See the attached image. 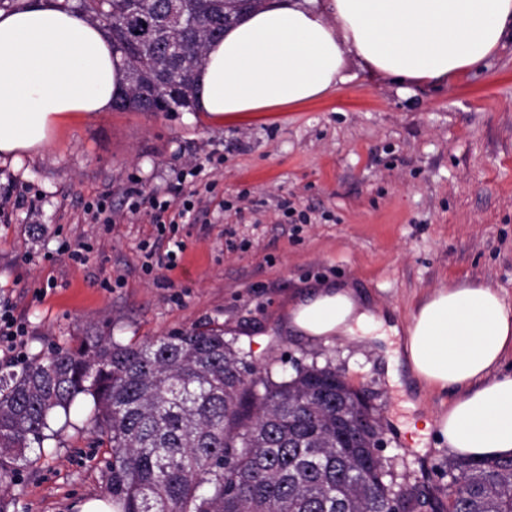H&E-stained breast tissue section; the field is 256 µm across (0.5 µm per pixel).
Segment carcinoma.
Returning a JSON list of instances; mask_svg holds the SVG:
<instances>
[{"mask_svg":"<svg viewBox=\"0 0 512 512\" xmlns=\"http://www.w3.org/2000/svg\"><path fill=\"white\" fill-rule=\"evenodd\" d=\"M54 0L98 23L120 55L116 109L193 108L208 43L263 0ZM112 448V512H512V458L448 462L436 499L396 481L382 448L352 421L363 392L336 367L298 365L276 380L221 328L140 345L78 336L0 375V479L53 439L81 397Z\"/></svg>","mask_w":512,"mask_h":512,"instance_id":"carcinoma-1","label":"carcinoma"}]
</instances>
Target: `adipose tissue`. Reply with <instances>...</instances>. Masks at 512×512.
Segmentation results:
<instances>
[{
	"label": "adipose tissue",
	"instance_id": "adipose-tissue-1",
	"mask_svg": "<svg viewBox=\"0 0 512 512\" xmlns=\"http://www.w3.org/2000/svg\"><path fill=\"white\" fill-rule=\"evenodd\" d=\"M512 38V0H268L209 43L196 74L195 108L215 125L292 109L344 82L355 54L376 78L448 84L480 68ZM121 59L95 24L52 6L0 11V156L42 149L67 118L111 109ZM288 325L312 338L380 331L395 359L433 391L453 393L447 412L420 422L428 438L473 460L512 456V307L492 286L434 290L407 326L374 319L347 284L305 291Z\"/></svg>",
	"mask_w": 512,
	"mask_h": 512
}]
</instances>
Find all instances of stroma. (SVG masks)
Returning a JSON list of instances; mask_svg holds the SVG:
<instances>
[{
	"instance_id": "obj_1",
	"label": "stroma",
	"mask_w": 512,
	"mask_h": 512,
	"mask_svg": "<svg viewBox=\"0 0 512 512\" xmlns=\"http://www.w3.org/2000/svg\"><path fill=\"white\" fill-rule=\"evenodd\" d=\"M344 73L321 101L237 125L112 110L62 122L40 152L0 159V300L28 330L0 366L75 336L138 344L197 325L237 335L277 377L319 352L365 391L394 473L441 492L447 446L412 448L396 426L447 411L450 394L394 384L371 337L313 340L286 316L325 281L348 283L401 326L454 283L492 286L512 305V42L447 85L375 81L352 54ZM198 163L206 181L178 183ZM177 186L195 192L197 223L161 231L148 213L129 214L133 193ZM101 197L108 224L87 212ZM61 240L90 245L87 261L57 256ZM90 410L77 402L49 454L27 450L28 467L0 483L9 512H81L106 498L112 450Z\"/></svg>"
}]
</instances>
